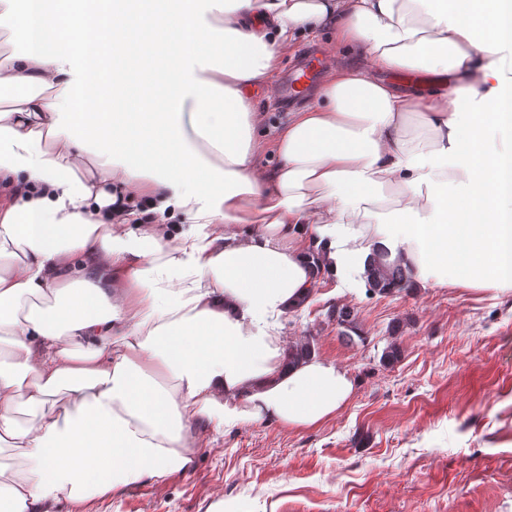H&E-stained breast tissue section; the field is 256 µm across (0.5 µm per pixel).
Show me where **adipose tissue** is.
<instances>
[{
    "mask_svg": "<svg viewBox=\"0 0 512 512\" xmlns=\"http://www.w3.org/2000/svg\"><path fill=\"white\" fill-rule=\"evenodd\" d=\"M326 25L353 61L261 165L249 93ZM0 30V512L163 482L200 421L334 416L352 375L280 335L314 272L512 295V0H0Z\"/></svg>",
    "mask_w": 512,
    "mask_h": 512,
    "instance_id": "ef3b65f1",
    "label": "adipose tissue"
}]
</instances>
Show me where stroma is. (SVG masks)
<instances>
[{
	"label": "stroma",
	"mask_w": 512,
	"mask_h": 512,
	"mask_svg": "<svg viewBox=\"0 0 512 512\" xmlns=\"http://www.w3.org/2000/svg\"><path fill=\"white\" fill-rule=\"evenodd\" d=\"M307 51L328 69L350 60L319 32L280 71ZM342 306L357 314L356 338L336 323ZM282 334L351 373L336 415L308 429L199 424L192 470L97 499L93 512H512V297L432 286L381 296L321 275ZM393 339L402 357L387 368Z\"/></svg>",
	"instance_id": "obj_1"
}]
</instances>
